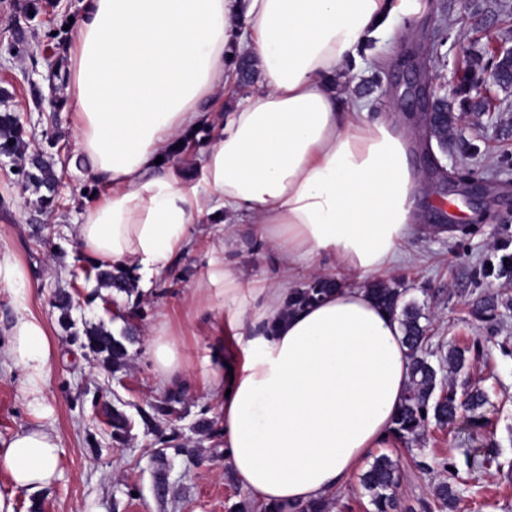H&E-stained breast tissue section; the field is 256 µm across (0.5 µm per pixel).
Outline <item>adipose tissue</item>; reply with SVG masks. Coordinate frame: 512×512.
I'll use <instances>...</instances> for the list:
<instances>
[{
  "label": "adipose tissue",
  "mask_w": 512,
  "mask_h": 512,
  "mask_svg": "<svg viewBox=\"0 0 512 512\" xmlns=\"http://www.w3.org/2000/svg\"><path fill=\"white\" fill-rule=\"evenodd\" d=\"M68 89L80 151L100 194L84 202L82 254L131 272L142 288L161 279L190 227L217 223L216 256L188 307L215 315L224 357L203 378L219 400L226 460L259 505L296 512L346 490L371 451L392 444L410 376L397 315L350 274L368 279L401 256L418 214L419 176L400 120L371 117L366 100L337 92L344 65L420 0H83ZM250 59L258 92L240 101L214 137L196 181L161 158L206 126L216 93ZM250 221L268 244L272 278L244 284L232 229ZM329 289L295 306L299 276ZM26 273L0 247V288L14 318L5 357L22 374L33 417L0 442V467L29 491L56 478L61 442L45 385L57 348L30 308ZM161 385L179 381L178 336L150 343Z\"/></svg>",
  "instance_id": "ef3b65f1"
}]
</instances>
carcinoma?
Segmentation results:
<instances>
[{
	"instance_id": "1",
	"label": "carcinoma",
	"mask_w": 512,
	"mask_h": 512,
	"mask_svg": "<svg viewBox=\"0 0 512 512\" xmlns=\"http://www.w3.org/2000/svg\"><path fill=\"white\" fill-rule=\"evenodd\" d=\"M432 118V135L441 147L448 146L456 130L458 116L445 112V108H435ZM0 156L13 162L17 175L23 182L42 192L40 202L48 208L60 199L58 187L60 178L54 162L47 153L35 148L28 150L22 138V125L11 112L0 113ZM85 278L95 280L97 288L120 291L128 288V271L90 262L84 268ZM487 278L496 276L512 280V256L500 261L496 267L487 266L478 272ZM373 298L392 312H401V326L404 341L411 356L410 382L404 401L395 417L393 435L400 442L416 441L430 423L443 426L457 419L460 412L470 413L472 427H483L481 417L475 411L486 403V394L479 388L468 386V382L458 383V378L469 365V358H478L484 352V344L496 338L500 329V310L511 311L512 302L500 301L495 297H480L474 302L473 314L484 322L485 335L478 337L465 348L451 347L446 354L429 350L427 328L421 325L424 314L414 303L399 307L400 291L388 282L377 279L368 285ZM54 307L60 311L59 323L71 331V336L81 342V347L90 353L105 368L118 369L126 359V337L117 338L102 326L84 327L74 330L72 311L74 301L71 294L60 289L54 299ZM106 424L112 429V436L122 437L129 429L130 420L121 411L108 405L103 407ZM467 468L503 470L499 454L491 448H468L464 452ZM448 476L440 480L433 489L434 497L442 506L453 509L463 493V479L457 469L456 458L450 456L436 462ZM398 472L397 464L387 455L374 459L362 474L361 483L371 494L373 512H432V504L420 499L413 506L402 507L396 497Z\"/></svg>"
}]
</instances>
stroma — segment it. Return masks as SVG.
<instances>
[{
	"label": "stroma",
	"instance_id": "stroma-1",
	"mask_svg": "<svg viewBox=\"0 0 512 512\" xmlns=\"http://www.w3.org/2000/svg\"><path fill=\"white\" fill-rule=\"evenodd\" d=\"M421 2V13L406 21L403 33L375 45L371 65L344 68L342 94L370 99L374 116L410 114L413 62L431 46L439 48L429 77L440 96L452 95L464 56L484 57L493 46H512V12L498 10L503 3L512 8V0H480L490 21L485 30L471 21L473 0ZM80 3L0 0V112L19 115L29 145H43L47 131L56 141L50 153L61 179L60 200L52 210L41 211L35 189L12 173L10 163H0V246L11 249L25 269L31 308L59 351L45 398L63 447L61 471L45 488H15L9 473L0 468V512H258L224 459L218 406L203 380L204 359L217 332L205 317L190 316L184 306L189 288L206 273L216 241L213 225H193L192 243L172 256L167 276L149 291L134 284L104 301L89 298L96 284L84 278L89 261L80 252L75 228L84 193L95 182L77 144L66 87L48 79L55 67L71 69L77 29L70 21L79 17ZM43 41L49 42V49L29 56L28 47ZM378 66L384 73L376 84L372 75ZM480 92L491 99L493 111L472 114L448 150L436 156L446 169H475L482 195L473 197L466 185H445L428 177L429 160L420 139H413L412 160L423 175L421 220L404 245L407 261L384 274L402 288L401 304L420 307L436 344L462 347L482 335L481 323L469 314L476 298H512V281L475 276L476 268L512 255V94L489 82ZM230 107V99H222L211 127L200 130L182 154L168 157V166L182 178L197 176ZM36 224L42 225L47 244L36 243ZM236 231L244 278L273 276L268 250L254 238L250 224L238 225ZM60 289L78 303L73 311L77 324L101 325L116 335L132 329L125 367L105 370L72 342L53 305ZM164 323L180 337L188 364L181 386L172 392L159 390L149 351ZM486 350L470 370L472 382L489 395L481 410L483 427H469L460 418L443 428L429 427L412 447L388 446L387 455L399 466L396 495L402 504L430 498L443 477L435 461L459 455L461 449L493 443L503 465H512V358L502 356L491 342ZM20 387L18 371L1 364V440L32 422ZM104 401L131 421L123 440L113 439L96 408ZM159 402L168 403L171 412L152 417V406ZM202 419L210 425L208 432L196 430ZM465 478L467 490L456 512H512V480L476 469Z\"/></svg>",
	"mask_w": 512,
	"mask_h": 512
}]
</instances>
